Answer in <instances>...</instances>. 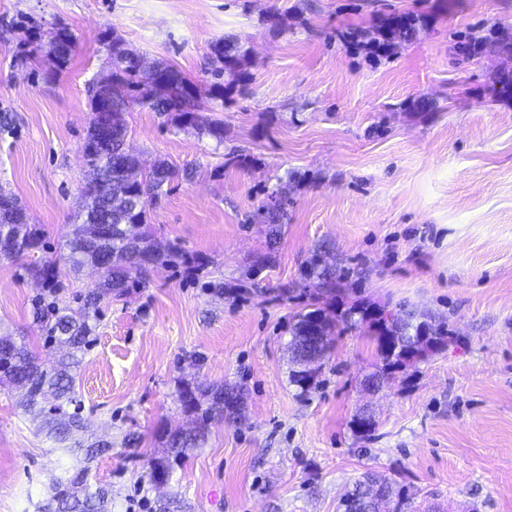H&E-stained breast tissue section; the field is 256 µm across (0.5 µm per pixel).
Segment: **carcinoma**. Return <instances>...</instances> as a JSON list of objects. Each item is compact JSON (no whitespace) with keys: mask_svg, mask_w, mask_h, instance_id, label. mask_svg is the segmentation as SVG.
<instances>
[{"mask_svg":"<svg viewBox=\"0 0 512 512\" xmlns=\"http://www.w3.org/2000/svg\"><path fill=\"white\" fill-rule=\"evenodd\" d=\"M422 24V17L403 13L390 17L374 36L352 28L342 33L341 42L359 44L368 41L379 55H389L397 44L410 38ZM49 53L57 69L65 68L72 57L76 37L65 26L47 32ZM111 59L112 85L122 95L108 97L96 84L88 87L91 106L88 135L82 152L89 174L82 189L83 221L69 226L65 235L66 252L42 257L31 266L32 274L42 287L38 296L44 347L57 348L60 357L47 365L29 345L0 336V383L18 394V406L35 426L36 432L51 439L72 464L52 478L46 497L35 505V512H112L111 491L90 482L91 463L112 449V442L102 443L85 432L84 403L75 390L77 370L82 358L97 340L99 307L107 301H122L136 288L149 284L150 271L158 266L177 268L192 264L193 257L178 243L162 244L150 233L148 215L167 194L166 186L177 172V166L163 159L148 172L126 179V173L138 169V160L127 144L125 112L134 105H148L156 112H171L183 130L206 134L217 142L224 140V122L207 119L196 108L201 88L177 67L155 61L145 65L143 56L131 52L123 39L114 37L108 45ZM210 56L221 63L209 74L213 82L208 91L214 98H224V75L231 83H243L240 69L243 51L235 40L219 39L210 46ZM112 107V142L102 145L97 140L96 115L99 106ZM112 176V194L124 196L117 207L111 199L94 192L92 182ZM286 196L281 192L270 195L264 206L269 224H279L285 215ZM44 230L29 223L25 209L17 197H12V210L0 209V258L16 259L44 249ZM89 266L98 270V277L84 292L75 293L81 311L70 312L58 298L61 289V269L76 277ZM310 287L304 289L307 304L296 315L293 335H302L312 318H320L324 335H330L341 325L343 329L367 322L365 308L357 305L331 315L327 299L336 296V276L333 269L316 257L308 271ZM383 328H371L376 350L384 371L396 367L394 354L382 342L383 336H396L402 347L412 345L417 328L414 311L401 309L390 313L378 308ZM224 386L206 383H185L178 390L182 410L193 416L196 426L190 432L174 431L166 435L167 458L150 462L153 480H167L170 460H178L186 451L199 448L205 441L208 427L224 419ZM343 512H407L412 508L392 484L380 477L367 475L342 500Z\"/></svg>","mask_w":512,"mask_h":512,"instance_id":"cac0c4a2","label":"carcinoma"}]
</instances>
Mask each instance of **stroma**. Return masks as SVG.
<instances>
[{"label":"stroma","instance_id":"35a3bbf8","mask_svg":"<svg viewBox=\"0 0 512 512\" xmlns=\"http://www.w3.org/2000/svg\"><path fill=\"white\" fill-rule=\"evenodd\" d=\"M395 12L425 23L393 55L340 41ZM24 18L71 29L67 68L45 48L18 61ZM501 27L512 31V0H0V113L12 118L0 187L55 254L80 220L87 85L112 37L202 86L212 42L247 51L245 87L198 100L223 141L145 105L126 114L143 168L180 170L153 212L157 236L201 269H157L149 288L101 306L76 391L89 432L112 442L91 471L112 512H338L369 471L421 512H512V34L468 51ZM276 189L288 216L273 226L261 209ZM318 254L336 271L337 309L407 305L447 321V346L373 392L382 362L361 324L334 334L313 385L292 383L291 326ZM32 263L0 259V334L49 361ZM194 379L241 390L244 409L155 484L148 462L165 454L162 432L190 427L177 393ZM69 463L0 384V512H33Z\"/></svg>","mask_w":512,"mask_h":512}]
</instances>
